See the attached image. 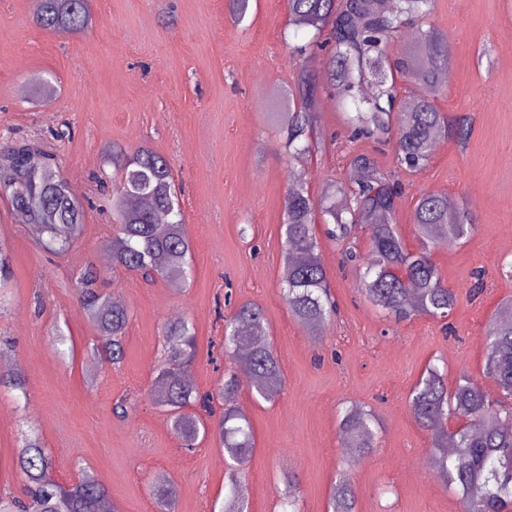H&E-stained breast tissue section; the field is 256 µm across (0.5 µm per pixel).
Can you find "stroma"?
I'll return each mask as SVG.
<instances>
[{"label": "stroma", "mask_w": 512, "mask_h": 512, "mask_svg": "<svg viewBox=\"0 0 512 512\" xmlns=\"http://www.w3.org/2000/svg\"><path fill=\"white\" fill-rule=\"evenodd\" d=\"M92 29L50 34L33 20L34 0H0V145L24 137L49 142L60 171L86 208L80 242L66 256L45 253L38 229L0 200V255L10 281L0 302V358L21 366L26 390L0 389V489L20 496L19 433L33 429L50 451L53 477L74 481L79 469L105 483L118 512H159L164 489L172 512H211L224 494V454L212 439L181 449L169 413L157 402L162 327L177 315L196 331L191 375L203 392L217 389L229 362L222 355L224 298L263 307L285 385L274 403L241 389L236 405L249 417L256 447L242 486L250 512H278L284 479L299 478L302 512H326L340 473L350 474L358 512H460L458 496L430 468V437L408 398L428 364L449 380L483 379L484 332L497 306L512 298V0H433L427 25L450 38L446 82L432 98L449 116L466 115V140L442 137L430 163L402 173L406 192L398 224L409 248L415 197L448 195L475 230L432 258L457 292L448 321L421 316L386 320L365 301L341 245L322 240L320 256L337 306L332 325L312 334L284 304L281 225L287 173L300 172L311 195L351 181L349 153H371L394 167L391 146L350 142L330 95L321 98L315 133L324 148L289 164L279 126L269 114L293 88L299 67L320 76L318 57L298 63L291 47L311 33L289 24L288 0H252L243 22L226 0H89ZM54 92L40 94L44 81ZM148 145L170 163L194 276L172 285L113 270L105 243L113 234L108 205L93 172L101 146ZM95 267L101 288L130 312L124 361L111 368L94 357L95 327L81 305L74 275ZM73 355L51 344L55 329ZM135 400L128 417L112 407ZM373 408L379 447L352 457L339 431L343 407Z\"/></svg>", "instance_id": "stroma-1"}]
</instances>
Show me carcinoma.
<instances>
[{
	"label": "carcinoma",
	"mask_w": 512,
	"mask_h": 512,
	"mask_svg": "<svg viewBox=\"0 0 512 512\" xmlns=\"http://www.w3.org/2000/svg\"><path fill=\"white\" fill-rule=\"evenodd\" d=\"M431 0H288L291 25L313 31L312 38L295 47L299 56L314 49L324 57L325 85L303 72L295 89L280 101L278 120L287 127L290 159L303 161L319 149L311 138L324 93L341 101L352 100L356 112L349 118L351 138H392L396 165L412 172L432 159L434 141L452 132L466 139L469 118L451 121L430 99L419 96L405 108L395 107L396 80L421 86L442 78L449 38L433 29L407 46L396 58L389 45L402 29L429 14ZM36 24L49 33L85 34L93 18L86 0H35ZM375 81L376 94L367 98L363 86ZM100 180H110L111 207L116 223L106 243L112 270L138 273L151 280L186 282L194 273L192 246L185 231L172 169L168 161L144 145L127 148L107 143L101 148ZM353 183H342L335 193L320 199L288 171L284 203L283 271L281 284L289 314L310 332L324 329L332 320L327 272L319 256L317 215L325 234L346 242L347 261L356 264L360 291L375 307L397 321L428 316L447 319L457 302L431 259V249L457 244L472 230L465 213L448 209V196L426 192L416 197L412 213L418 248L408 249L397 224L405 187L397 172L381 170L366 153L352 156ZM55 154L31 140H17L0 149V198L22 212L39 228L41 248L66 255L83 232L84 205L60 175ZM367 231L369 249L361 255L354 246L355 232ZM98 272L81 276V302L98 330L101 351L113 365L123 362L122 344L129 321L127 307L98 291ZM483 376L492 380L497 394L487 393L480 382L462 375L448 384L447 372L431 365L421 374L410 394V411L431 436L434 474L452 486L462 512H512V299L500 303L485 331ZM164 358L157 381L158 403L170 413L172 430L182 447L192 450L199 437L212 436L231 463L224 500L218 512H249L238 485L254 448L248 416L233 402L242 386L252 395L272 402L284 382L279 359L268 342L263 309L241 303L224 317V358L248 372L241 380L230 370L213 394L198 390L189 376L196 350V332L186 316L164 326ZM26 392L21 370L0 372V387ZM224 412L210 425L200 413L212 414L214 399ZM465 416L470 430L451 433L448 420ZM378 414L362 406L344 410L340 420L343 447L358 457L378 447ZM18 464L26 481V498L0 494V512H117L107 487L79 473L77 481L62 485L49 478L52 456L37 434L21 436ZM282 512H301L298 484L286 479ZM328 512H357V494L349 474H342L329 492Z\"/></svg>",
	"instance_id": "carcinoma-1"
}]
</instances>
